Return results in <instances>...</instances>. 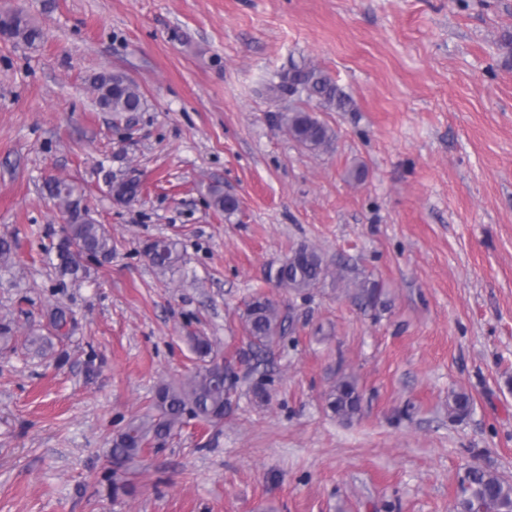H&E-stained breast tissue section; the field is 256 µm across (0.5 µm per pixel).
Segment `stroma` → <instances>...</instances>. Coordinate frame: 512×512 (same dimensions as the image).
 Returning <instances> with one entry per match:
<instances>
[{"label": "stroma", "instance_id": "1", "mask_svg": "<svg viewBox=\"0 0 512 512\" xmlns=\"http://www.w3.org/2000/svg\"><path fill=\"white\" fill-rule=\"evenodd\" d=\"M42 31L0 37V512H455L471 466L512 480V0H0ZM321 69L345 109L274 98L265 75ZM123 73L145 109L101 111L92 78ZM304 106L336 140L312 153L278 116ZM364 167L363 181L348 171ZM140 181L113 200L109 176ZM71 180L112 236L109 261L59 281L46 253ZM235 196L232 216L208 187ZM177 239L160 275L147 242ZM309 245L342 281L295 295L266 279ZM258 292L291 330L217 424L190 423L136 460L132 493L107 458L156 386L249 349ZM69 320L55 331L50 314ZM44 344H36V337ZM268 401L249 396L258 374ZM356 379L362 411L325 397ZM470 415H448L451 393ZM353 295L356 299L376 308L381 290L375 281H371L368 278L358 279L356 278L353 282ZM362 395L356 381L349 376L336 380L326 395V405L331 413L342 422H350L361 411Z\"/></svg>", "mask_w": 512, "mask_h": 512}]
</instances>
